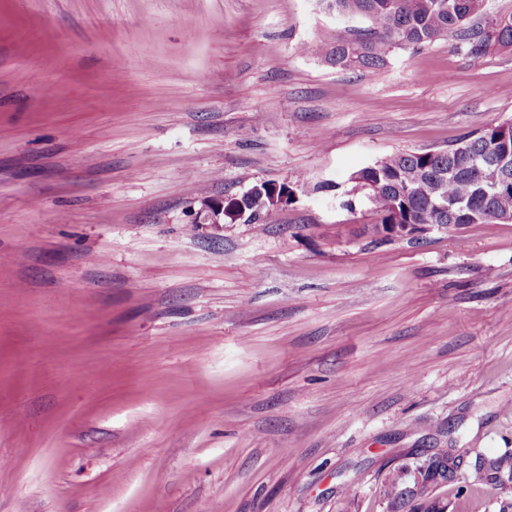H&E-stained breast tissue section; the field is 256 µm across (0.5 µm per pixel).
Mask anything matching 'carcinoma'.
Masks as SVG:
<instances>
[{
	"label": "carcinoma",
	"instance_id": "obj_1",
	"mask_svg": "<svg viewBox=\"0 0 512 512\" xmlns=\"http://www.w3.org/2000/svg\"><path fill=\"white\" fill-rule=\"evenodd\" d=\"M337 13L364 16L369 27L336 41L327 61L338 68H382L393 48H420L446 37L467 57L479 60L494 46H512V18L488 22L485 0H324ZM512 123L487 127L458 144L437 151H407L388 155L352 174L354 189L364 192L373 206L375 222L358 230L375 235L373 243L391 242L381 235L390 224H442L457 230L470 224L512 222V168L508 184L495 190L493 182L504 146L512 149V137L502 141ZM278 203L254 210L228 209L225 218L244 214L245 221L271 224L283 206L293 201V189L280 185ZM507 471L512 475V456L488 462L481 481H494Z\"/></svg>",
	"mask_w": 512,
	"mask_h": 512
}]
</instances>
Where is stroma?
Wrapping results in <instances>:
<instances>
[{
  "mask_svg": "<svg viewBox=\"0 0 512 512\" xmlns=\"http://www.w3.org/2000/svg\"><path fill=\"white\" fill-rule=\"evenodd\" d=\"M368 26L0 0V512H512V222L375 246L350 182L512 121V47L326 62ZM280 187V196H285L286 200H279L277 204L268 202L266 198H264L267 201V204H263L261 206H256L254 209H252L250 206L247 205V208L245 210L244 216L246 217L244 221L252 222V221H262L268 224H271L275 221L278 213L280 210H282L283 206L287 203L293 201V189L285 184L279 185ZM255 209H258L255 211Z\"/></svg>",
  "mask_w": 512,
  "mask_h": 512,
  "instance_id": "obj_1",
  "label": "stroma"
}]
</instances>
